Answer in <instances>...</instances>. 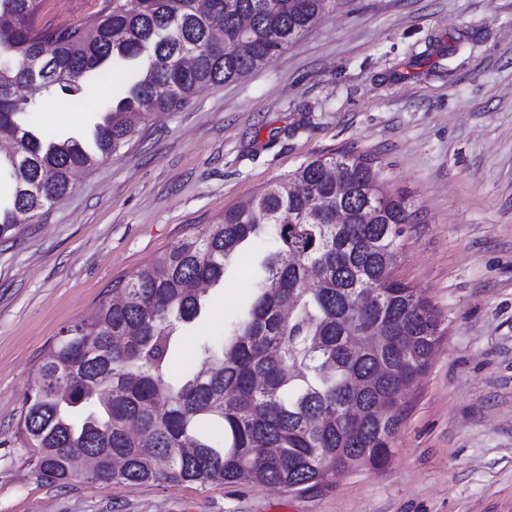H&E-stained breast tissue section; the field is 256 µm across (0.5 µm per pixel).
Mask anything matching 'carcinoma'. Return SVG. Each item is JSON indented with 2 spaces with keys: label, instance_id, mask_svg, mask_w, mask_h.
Segmentation results:
<instances>
[{
  "label": "carcinoma",
  "instance_id": "cac0c4a2",
  "mask_svg": "<svg viewBox=\"0 0 512 512\" xmlns=\"http://www.w3.org/2000/svg\"><path fill=\"white\" fill-rule=\"evenodd\" d=\"M345 0H103L84 23L39 27L42 0H0V156L14 183L0 203V240L71 189L75 169L118 153L156 112L187 107L204 86L271 62ZM120 71L92 144L28 117L77 106ZM42 91L16 96L20 85ZM354 147L301 164L139 268L95 310L61 328L40 358L19 426L40 478L141 486L327 484L391 456L399 386L426 371L442 320L395 279L405 197ZM347 223H336V209ZM376 213L373 223L363 211ZM268 237L252 299L219 339H203L178 375L181 331L204 310L200 284L224 281L247 241Z\"/></svg>",
  "mask_w": 512,
  "mask_h": 512
}]
</instances>
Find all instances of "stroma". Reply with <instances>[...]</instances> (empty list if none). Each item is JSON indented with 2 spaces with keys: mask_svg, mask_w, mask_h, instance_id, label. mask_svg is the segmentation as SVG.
<instances>
[{
  "mask_svg": "<svg viewBox=\"0 0 512 512\" xmlns=\"http://www.w3.org/2000/svg\"><path fill=\"white\" fill-rule=\"evenodd\" d=\"M102 0H44L76 25ZM97 95L38 125L90 136ZM344 146L372 155L417 215L393 275L445 333L409 393L389 464L302 492L40 479L19 425L61 328L224 211ZM256 241L206 294L189 338L219 336L253 292ZM512 512V0H349L246 78L154 114L40 222L0 242V512Z\"/></svg>",
  "mask_w": 512,
  "mask_h": 512,
  "instance_id": "1",
  "label": "stroma"
}]
</instances>
